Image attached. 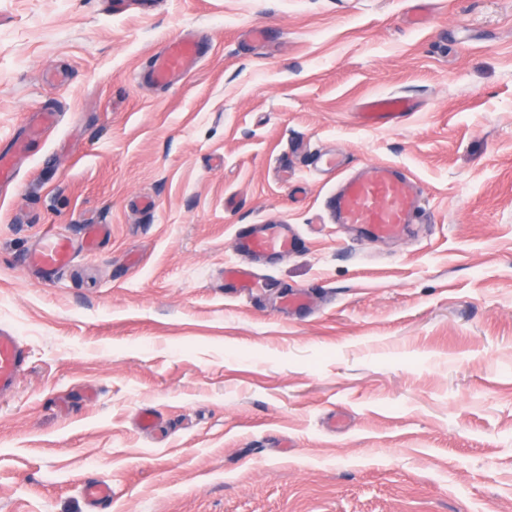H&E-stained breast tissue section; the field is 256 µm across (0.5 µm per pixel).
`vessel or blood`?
I'll return each instance as SVG.
<instances>
[{"label": "vessel or blood", "mask_w": 512, "mask_h": 512, "mask_svg": "<svg viewBox=\"0 0 512 512\" xmlns=\"http://www.w3.org/2000/svg\"><path fill=\"white\" fill-rule=\"evenodd\" d=\"M198 56L194 40L178 38L169 41L150 61L151 79L159 84L185 68ZM412 106L407 97L386 96L369 100L362 114L365 124L395 123L408 116ZM322 166L341 173L342 178L330 197L328 209L336 223L354 226L372 239L401 237L413 223L420 199L406 186V177L392 164H380L367 173L343 174L344 163L331 153L321 156ZM235 250L243 257L282 256L293 252L298 238L288 224H249L241 227L233 240ZM74 243L60 228L49 226L31 253L30 266L43 276L55 275L73 259ZM25 356L15 333L0 328V397L11 395L24 370Z\"/></svg>", "instance_id": "obj_1"}]
</instances>
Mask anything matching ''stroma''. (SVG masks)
I'll return each instance as SVG.
<instances>
[{
    "mask_svg": "<svg viewBox=\"0 0 512 512\" xmlns=\"http://www.w3.org/2000/svg\"><path fill=\"white\" fill-rule=\"evenodd\" d=\"M185 32L198 62L149 82ZM45 111L0 194V512H92L93 479L103 512H512V0H0V151ZM328 150L403 168L420 223H333ZM268 223L301 245L239 292ZM48 224L76 245L49 281ZM411 110V103L405 96L373 98L365 104L362 119L366 125L395 123L408 116ZM233 244L241 256L252 259L288 255L298 238L289 224H247L235 233ZM25 356L18 336L7 328H0V397L11 395L24 371Z\"/></svg>",
    "mask_w": 512,
    "mask_h": 512,
    "instance_id": "1",
    "label": "stroma"
}]
</instances>
